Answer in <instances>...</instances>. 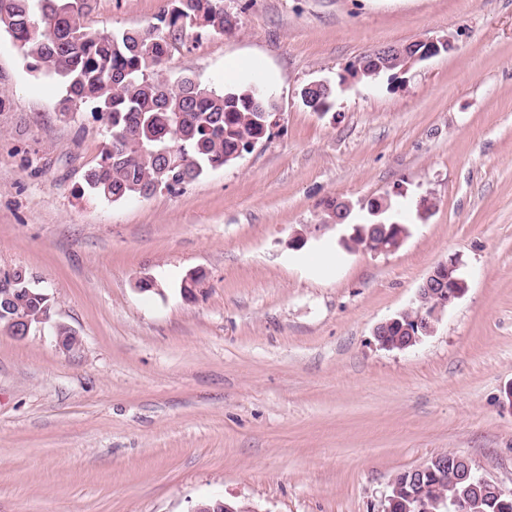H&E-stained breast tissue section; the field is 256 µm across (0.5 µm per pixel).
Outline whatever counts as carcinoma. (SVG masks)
<instances>
[{"mask_svg":"<svg viewBox=\"0 0 512 512\" xmlns=\"http://www.w3.org/2000/svg\"><path fill=\"white\" fill-rule=\"evenodd\" d=\"M95 0H0V30L8 32L24 50L32 70L55 78L65 91L63 115L77 106L96 104L97 118L108 139L100 160L87 174V184L97 195L112 201L148 198L158 189L185 185L209 168L225 166L249 151L270 125L272 104L257 88L217 90L183 77L176 86H164L154 75L170 58L176 43L189 29L222 33L232 27L224 0H171V8L148 27L118 33L91 32L85 19ZM352 71L373 81L383 73L396 79L402 66H378L372 54L359 58ZM306 105L316 112L332 107L330 86L306 88ZM383 227L362 224L354 246L377 251L390 245ZM0 288V303L20 313L37 312L26 296L15 293L29 284ZM416 311L397 315L386 335L404 342ZM437 495L452 497L459 487L452 470L431 477ZM470 512H496L492 495H471Z\"/></svg>","mask_w":512,"mask_h":512,"instance_id":"obj_1","label":"carcinoma"}]
</instances>
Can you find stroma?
Listing matches in <instances>:
<instances>
[{"label": "stroma", "instance_id": "1", "mask_svg": "<svg viewBox=\"0 0 512 512\" xmlns=\"http://www.w3.org/2000/svg\"><path fill=\"white\" fill-rule=\"evenodd\" d=\"M169 5L96 0L86 24L143 28ZM224 9L232 28L186 35L158 78L259 85L270 137L118 201L85 182L106 142L92 105L63 116L60 84L0 30V269L52 305L27 338L0 332V512H381L441 452L512 490V0ZM424 38L451 48L397 80L348 72ZM318 81L336 89L324 115L301 97ZM383 195L401 247L345 249L325 201ZM453 255L466 293L416 346L380 348L374 328ZM59 325L79 349L58 347Z\"/></svg>", "mask_w": 512, "mask_h": 512}]
</instances>
